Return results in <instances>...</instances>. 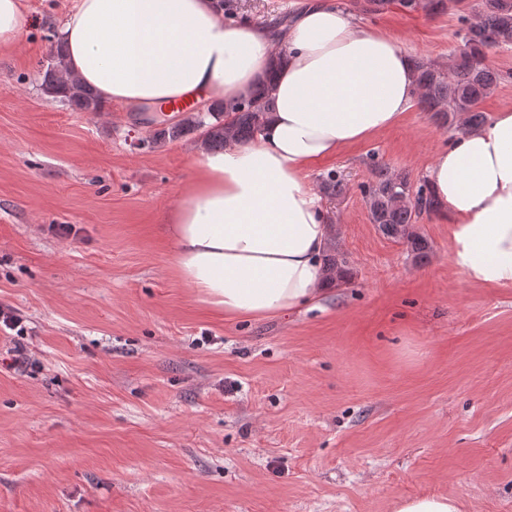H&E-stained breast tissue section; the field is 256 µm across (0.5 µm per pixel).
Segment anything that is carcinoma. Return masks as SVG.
I'll use <instances>...</instances> for the list:
<instances>
[{
	"label": "carcinoma",
	"mask_w": 512,
	"mask_h": 512,
	"mask_svg": "<svg viewBox=\"0 0 512 512\" xmlns=\"http://www.w3.org/2000/svg\"><path fill=\"white\" fill-rule=\"evenodd\" d=\"M461 0H403L404 7L432 13L455 9ZM463 31V48L448 70L423 60H414V76L418 105L433 114L442 128L463 131L485 121L480 104L492 95L501 83V75L485 63L486 51L493 47L512 45V0H481L477 20L459 17ZM66 48L56 43L47 60L39 65L43 93L52 100L68 103L84 112H99L101 104L94 92L78 79L67 75ZM271 88L259 84L248 96L224 103L216 101L207 108L214 122L205 124L201 117L189 114L182 120L164 126L154 133L153 142L179 140L200 126H207L202 143L211 150H221L230 141L248 142L258 135L266 112L270 110ZM322 189L332 198L346 190L344 179L330 176L322 180ZM371 223L383 235L402 240L415 261L429 258L428 240L414 230L425 215L438 213V206L428 184L412 182L409 174L394 171L384 165H373L371 178L363 186ZM324 268L329 282L347 284L353 271L346 255L330 248L324 256Z\"/></svg>",
	"instance_id": "obj_1"
}]
</instances>
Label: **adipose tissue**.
<instances>
[{
    "label": "adipose tissue",
    "instance_id": "obj_1",
    "mask_svg": "<svg viewBox=\"0 0 512 512\" xmlns=\"http://www.w3.org/2000/svg\"><path fill=\"white\" fill-rule=\"evenodd\" d=\"M60 34L65 67L104 105L245 97L263 78L273 108L258 136L194 151L196 173L169 219L175 266L228 317L319 303L331 232L306 178L345 147L393 128L418 97L413 62L335 0H307L280 34L230 26L216 0H76ZM448 216L450 262L512 284V110L457 133L427 176Z\"/></svg>",
    "mask_w": 512,
    "mask_h": 512
}]
</instances>
